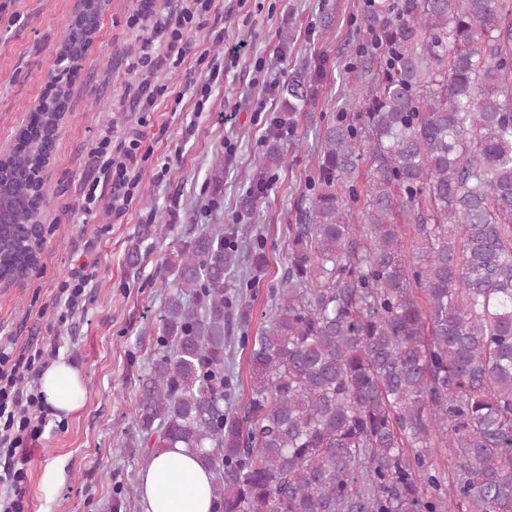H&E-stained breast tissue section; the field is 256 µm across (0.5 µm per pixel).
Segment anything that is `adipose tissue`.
<instances>
[{
	"mask_svg": "<svg viewBox=\"0 0 512 512\" xmlns=\"http://www.w3.org/2000/svg\"><path fill=\"white\" fill-rule=\"evenodd\" d=\"M40 387L53 410L63 414L77 411L84 399L81 372L59 359L40 378ZM140 512H174L176 501L184 500L189 512H210V475L194 455L175 448L154 456L139 473Z\"/></svg>",
	"mask_w": 512,
	"mask_h": 512,
	"instance_id": "obj_1",
	"label": "adipose tissue"
}]
</instances>
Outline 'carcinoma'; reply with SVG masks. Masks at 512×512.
Wrapping results in <instances>:
<instances>
[{"label":"carcinoma","instance_id":"cac0c4a2","mask_svg":"<svg viewBox=\"0 0 512 512\" xmlns=\"http://www.w3.org/2000/svg\"><path fill=\"white\" fill-rule=\"evenodd\" d=\"M345 99L323 118L287 268L248 352L252 310L215 224L170 254L161 334L139 379L132 450L169 448L211 475L212 512H512V0H366ZM71 25L62 56L80 58ZM0 163V274L28 276L65 88ZM288 112L314 101L303 75ZM283 159L252 177L247 212ZM448 449V470L433 461Z\"/></svg>","mask_w":512,"mask_h":512}]
</instances>
